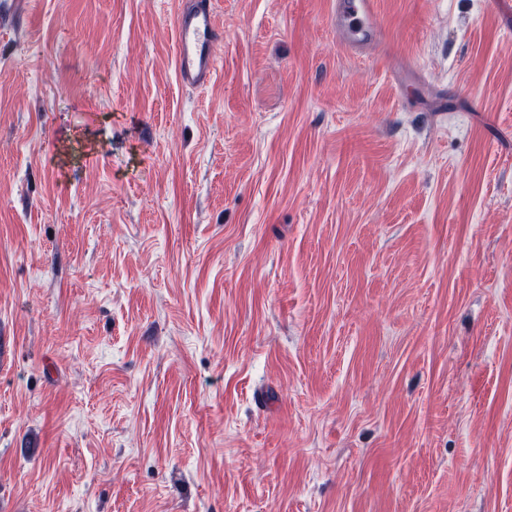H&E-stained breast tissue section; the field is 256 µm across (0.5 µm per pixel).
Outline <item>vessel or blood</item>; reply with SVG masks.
<instances>
[{
  "instance_id": "obj_1",
  "label": "vessel or blood",
  "mask_w": 512,
  "mask_h": 512,
  "mask_svg": "<svg viewBox=\"0 0 512 512\" xmlns=\"http://www.w3.org/2000/svg\"><path fill=\"white\" fill-rule=\"evenodd\" d=\"M375 0H336V38L359 52L376 45L381 32L374 25ZM176 68L184 86L200 89L212 79L220 40L212 0H180L176 14Z\"/></svg>"
}]
</instances>
